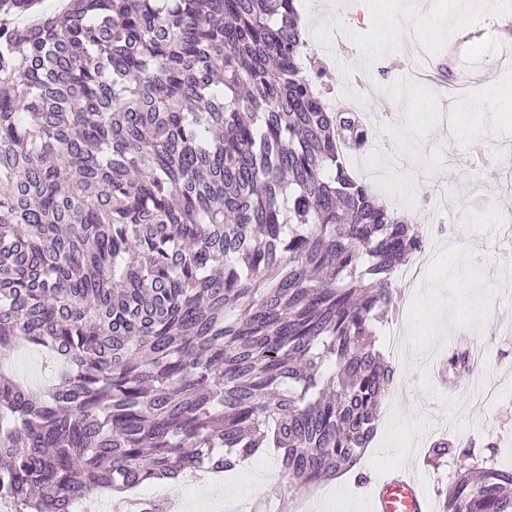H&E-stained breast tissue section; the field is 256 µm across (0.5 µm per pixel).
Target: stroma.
I'll return each instance as SVG.
<instances>
[{"label": "stroma", "instance_id": "1", "mask_svg": "<svg viewBox=\"0 0 512 512\" xmlns=\"http://www.w3.org/2000/svg\"><path fill=\"white\" fill-rule=\"evenodd\" d=\"M307 38L333 52L325 80L336 100L366 112H387L382 136L388 154L370 158L383 178L382 202L424 225L428 244L440 252L439 270L413 297L415 319L406 351L377 347L398 379L381 410L377 434L361 460L368 486L353 476L322 486L316 510L309 494L289 490L276 451L248 459L223 476L225 504L265 499L271 512H357L373 491L409 465L441 504L459 466L449 459L430 466L425 457L441 437L497 442L512 432V373L499 365L512 327V287L496 279L512 266V253L497 240L512 226V61L501 59L512 34V8L503 0H298ZM453 61L469 78L466 89L441 90L411 76L415 61ZM481 342V387L443 372L453 345Z\"/></svg>", "mask_w": 512, "mask_h": 512}]
</instances>
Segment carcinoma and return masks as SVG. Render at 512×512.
Masks as SVG:
<instances>
[{
    "mask_svg": "<svg viewBox=\"0 0 512 512\" xmlns=\"http://www.w3.org/2000/svg\"><path fill=\"white\" fill-rule=\"evenodd\" d=\"M39 2L0 0V359L46 379L0 371V502L159 512L130 490L269 448L295 489L357 469L426 234L346 163L364 133L296 0ZM440 512H512V469L458 472ZM42 361L41 353L35 348H29L16 354L9 361H5V366L16 375L24 378L32 385H41L43 383L38 366Z\"/></svg>",
    "mask_w": 512,
    "mask_h": 512,
    "instance_id": "carcinoma-1",
    "label": "carcinoma"
}]
</instances>
